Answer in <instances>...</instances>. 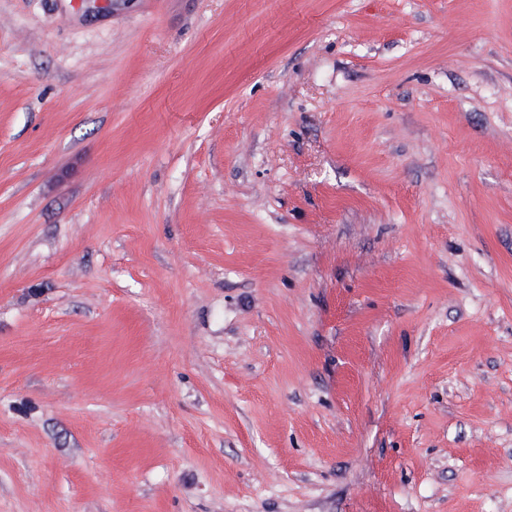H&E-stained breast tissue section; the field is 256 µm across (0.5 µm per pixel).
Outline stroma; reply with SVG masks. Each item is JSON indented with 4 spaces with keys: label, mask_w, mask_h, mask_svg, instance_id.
Listing matches in <instances>:
<instances>
[{
    "label": "stroma",
    "mask_w": 512,
    "mask_h": 512,
    "mask_svg": "<svg viewBox=\"0 0 512 512\" xmlns=\"http://www.w3.org/2000/svg\"><path fill=\"white\" fill-rule=\"evenodd\" d=\"M0 512H512V0H0Z\"/></svg>",
    "instance_id": "1"
}]
</instances>
